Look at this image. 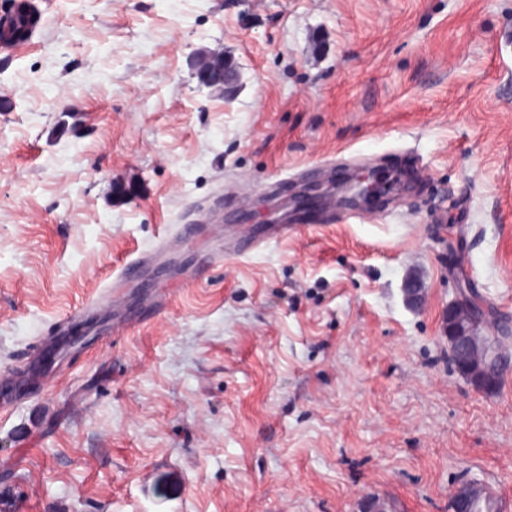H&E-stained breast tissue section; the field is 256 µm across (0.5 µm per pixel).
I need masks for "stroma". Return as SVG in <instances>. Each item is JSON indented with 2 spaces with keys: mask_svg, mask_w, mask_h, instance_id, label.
<instances>
[{
  "mask_svg": "<svg viewBox=\"0 0 512 512\" xmlns=\"http://www.w3.org/2000/svg\"><path fill=\"white\" fill-rule=\"evenodd\" d=\"M31 3L0 48V512H448L462 479L512 512V370L480 391L447 340L459 291L483 335L512 318V0ZM340 157L393 188L250 248ZM25 15L19 14L18 9L6 15H0V46L7 47L22 39L29 33L31 18L25 9Z\"/></svg>",
  "mask_w": 512,
  "mask_h": 512,
  "instance_id": "35a3bbf8",
  "label": "stroma"
}]
</instances>
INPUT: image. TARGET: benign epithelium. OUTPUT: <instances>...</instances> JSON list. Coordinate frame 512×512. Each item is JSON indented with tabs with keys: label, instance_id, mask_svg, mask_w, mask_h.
<instances>
[{
	"label": "benign epithelium",
	"instance_id": "7a95c632",
	"mask_svg": "<svg viewBox=\"0 0 512 512\" xmlns=\"http://www.w3.org/2000/svg\"><path fill=\"white\" fill-rule=\"evenodd\" d=\"M30 14L16 11L0 15V46L7 47L29 33ZM237 81L234 67L226 62L224 69L214 73L208 86L224 94ZM483 311L464 298L448 307L449 354L457 360L458 371L474 386L490 392L498 386L501 374L512 366V356L502 347L480 335ZM494 498L493 492L475 480H463L454 488L449 512H473L482 500Z\"/></svg>",
	"mask_w": 512,
	"mask_h": 512
}]
</instances>
